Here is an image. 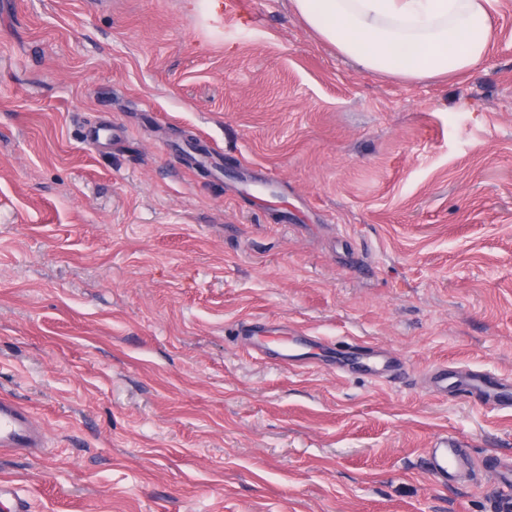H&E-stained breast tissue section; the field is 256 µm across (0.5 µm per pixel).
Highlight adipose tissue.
I'll return each instance as SVG.
<instances>
[{"label": "adipose tissue", "instance_id": "1", "mask_svg": "<svg viewBox=\"0 0 512 512\" xmlns=\"http://www.w3.org/2000/svg\"><path fill=\"white\" fill-rule=\"evenodd\" d=\"M492 0H290L322 41L361 69L403 81L448 80L486 63Z\"/></svg>", "mask_w": 512, "mask_h": 512}]
</instances>
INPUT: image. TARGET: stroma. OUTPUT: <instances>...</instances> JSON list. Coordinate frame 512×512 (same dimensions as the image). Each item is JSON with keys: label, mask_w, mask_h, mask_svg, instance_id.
<instances>
[{"label": "stroma", "mask_w": 512, "mask_h": 512, "mask_svg": "<svg viewBox=\"0 0 512 512\" xmlns=\"http://www.w3.org/2000/svg\"><path fill=\"white\" fill-rule=\"evenodd\" d=\"M220 2L0 0V394L48 437L0 475L33 512H489L512 408L427 377L512 380V0L444 83ZM258 318L310 358L232 335ZM465 444L455 436L437 439L431 448L424 452V469L438 484L447 486L457 481L467 464Z\"/></svg>", "instance_id": "obj_1"}]
</instances>
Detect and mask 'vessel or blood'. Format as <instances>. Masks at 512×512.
<instances>
[{
	"instance_id": "vessel-or-blood-1",
	"label": "vessel or blood",
	"mask_w": 512,
	"mask_h": 512,
	"mask_svg": "<svg viewBox=\"0 0 512 512\" xmlns=\"http://www.w3.org/2000/svg\"><path fill=\"white\" fill-rule=\"evenodd\" d=\"M287 325L265 324L252 321L240 323L237 333L252 340L258 351H266L265 337L287 334ZM458 385L463 395L474 398L480 405H512V382L494 379L476 372H463ZM45 445L42 423L13 397L0 394V456L37 455ZM424 463L427 474L438 484L448 485L457 481L467 464L465 444L454 436H443L425 450ZM490 473L497 490L489 504V512H512V460L501 462L490 459ZM7 501L9 512H32L27 496L12 480L0 478V501Z\"/></svg>"
}]
</instances>
